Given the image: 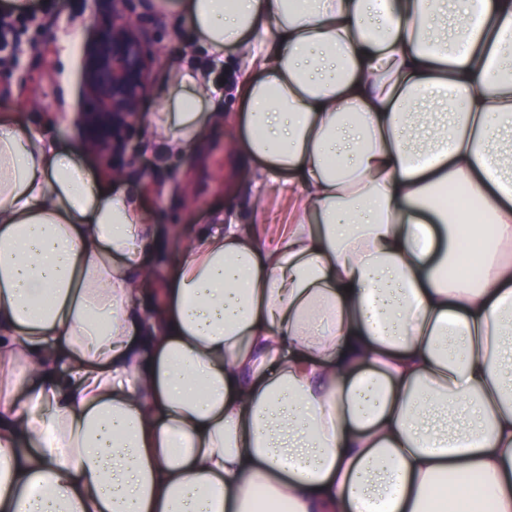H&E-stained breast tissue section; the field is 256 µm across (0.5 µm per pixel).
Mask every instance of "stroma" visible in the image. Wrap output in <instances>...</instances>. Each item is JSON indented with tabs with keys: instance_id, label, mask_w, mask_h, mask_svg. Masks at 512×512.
Wrapping results in <instances>:
<instances>
[{
	"instance_id": "35a3bbf8",
	"label": "stroma",
	"mask_w": 512,
	"mask_h": 512,
	"mask_svg": "<svg viewBox=\"0 0 512 512\" xmlns=\"http://www.w3.org/2000/svg\"><path fill=\"white\" fill-rule=\"evenodd\" d=\"M138 14L157 38L149 93L141 106L146 115L168 102L176 62L187 59L204 67L208 54L185 17L160 0H142ZM92 24L84 0H56L50 12L12 18L0 43V111L14 113L37 130H51L75 148L96 175L109 178L112 161L88 144L80 117L82 46ZM257 68V62L225 55L217 76L225 116L240 110L236 82ZM132 146V159L124 163L122 175L129 190L142 192L163 227L210 223V213L218 206L231 207L241 223H266V217H274V224H266L272 234L295 216V200L266 181L256 167L237 161L223 133L205 132L202 144L182 159L169 158L159 143L142 133L134 136Z\"/></svg>"
}]
</instances>
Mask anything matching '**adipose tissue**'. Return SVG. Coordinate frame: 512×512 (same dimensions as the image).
I'll return each mask as SVG.
<instances>
[{
  "label": "adipose tissue",
  "instance_id": "obj_1",
  "mask_svg": "<svg viewBox=\"0 0 512 512\" xmlns=\"http://www.w3.org/2000/svg\"><path fill=\"white\" fill-rule=\"evenodd\" d=\"M176 8L217 61L267 34L227 143L299 210H215L152 290L122 177L0 114V512H512V0ZM174 79L178 157L223 116Z\"/></svg>",
  "mask_w": 512,
  "mask_h": 512
}]
</instances>
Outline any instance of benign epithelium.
I'll return each instance as SVG.
<instances>
[{"label":"benign epithelium","instance_id":"benign-epithelium-1","mask_svg":"<svg viewBox=\"0 0 512 512\" xmlns=\"http://www.w3.org/2000/svg\"><path fill=\"white\" fill-rule=\"evenodd\" d=\"M137 2H86L95 21L83 46V127L88 143L114 158L125 156L155 62L153 37L131 22Z\"/></svg>","mask_w":512,"mask_h":512}]
</instances>
